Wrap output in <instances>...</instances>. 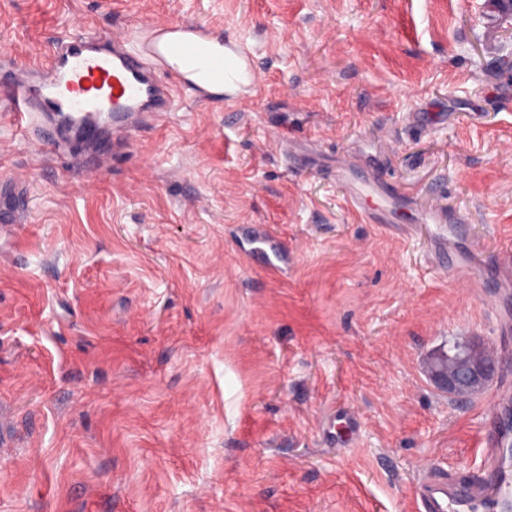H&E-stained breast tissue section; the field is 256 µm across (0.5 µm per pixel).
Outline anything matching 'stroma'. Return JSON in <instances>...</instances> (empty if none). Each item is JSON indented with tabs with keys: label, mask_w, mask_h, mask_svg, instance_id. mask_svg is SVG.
<instances>
[{
	"label": "stroma",
	"mask_w": 512,
	"mask_h": 512,
	"mask_svg": "<svg viewBox=\"0 0 512 512\" xmlns=\"http://www.w3.org/2000/svg\"><path fill=\"white\" fill-rule=\"evenodd\" d=\"M186 23L257 81L171 112L112 155L110 126L47 155L0 98V512H417L421 466L476 472L482 393L430 355L496 340L483 295L512 246V53L491 0H0V70L40 80L59 34ZM80 148L93 168L68 170ZM386 159L413 204L366 224L336 168ZM430 194L479 242L442 275ZM288 261L269 278L241 230Z\"/></svg>",
	"instance_id": "1"
}]
</instances>
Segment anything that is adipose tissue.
<instances>
[{
  "label": "adipose tissue",
  "mask_w": 512,
  "mask_h": 512,
  "mask_svg": "<svg viewBox=\"0 0 512 512\" xmlns=\"http://www.w3.org/2000/svg\"><path fill=\"white\" fill-rule=\"evenodd\" d=\"M148 39L165 65L201 94L233 95L254 80L244 54L233 52L220 35L182 25L153 30Z\"/></svg>",
  "instance_id": "obj_1"
}]
</instances>
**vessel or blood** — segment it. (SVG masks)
<instances>
[{"instance_id": "b4317fda", "label": "vessel or blood", "mask_w": 512, "mask_h": 512, "mask_svg": "<svg viewBox=\"0 0 512 512\" xmlns=\"http://www.w3.org/2000/svg\"><path fill=\"white\" fill-rule=\"evenodd\" d=\"M14 125L28 127L35 119L36 104L49 112H63L84 131L96 129L102 112L112 114V131L126 139L145 117L169 111L171 90L157 82L140 54L112 48L109 41L74 39L60 42L51 55L45 79L39 84H0ZM337 179L345 188V199L367 224L391 223L396 211L408 207V199L395 196L380 175L339 168ZM435 225L439 239L449 240L460 231L464 219L449 209L443 196L436 195L425 215ZM249 256L269 270L287 260L281 244L263 231H253ZM512 395L499 393L489 400L490 411L483 420L482 442L485 461L477 480H451L446 475L424 470L419 478L417 498L420 512H512V431L497 421Z\"/></svg>"}]
</instances>
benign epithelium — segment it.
Listing matches in <instances>:
<instances>
[{
	"mask_svg": "<svg viewBox=\"0 0 512 512\" xmlns=\"http://www.w3.org/2000/svg\"><path fill=\"white\" fill-rule=\"evenodd\" d=\"M480 345L482 342L475 338L461 337L454 341L453 352L444 349L434 352L429 375L435 385L450 395L474 396L485 391L495 376L496 364L471 359V351ZM450 360L454 366H444Z\"/></svg>",
	"mask_w": 512,
	"mask_h": 512,
	"instance_id": "obj_1",
	"label": "benign epithelium"
}]
</instances>
